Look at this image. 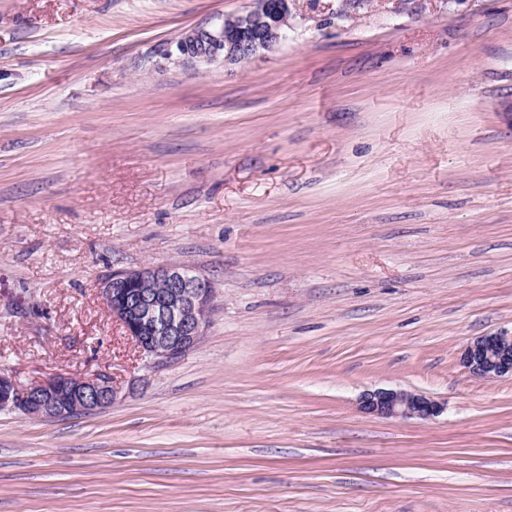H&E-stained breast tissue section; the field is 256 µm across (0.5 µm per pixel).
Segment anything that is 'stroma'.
<instances>
[{"mask_svg":"<svg viewBox=\"0 0 512 512\" xmlns=\"http://www.w3.org/2000/svg\"><path fill=\"white\" fill-rule=\"evenodd\" d=\"M296 0L250 61L166 47L248 0H0V371L112 407L0 410V512H512V0ZM214 283L176 360L99 291ZM377 388L438 417L359 412ZM461 361L480 379L512 376V331L500 330L475 338L463 348ZM121 390L105 374L73 377L56 374L26 386L0 372V410H19L42 420L62 419L73 411L92 412L112 406Z\"/></svg>","mask_w":512,"mask_h":512,"instance_id":"obj_1","label":"stroma"}]
</instances>
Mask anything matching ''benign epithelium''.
Returning <instances> with one entry per match:
<instances>
[{
	"mask_svg": "<svg viewBox=\"0 0 512 512\" xmlns=\"http://www.w3.org/2000/svg\"><path fill=\"white\" fill-rule=\"evenodd\" d=\"M293 0H251L236 24L186 33L175 45L182 61L241 62L275 49L291 28ZM100 291L112 318L119 322L142 356L170 361L189 350L204 334L214 297L213 282L177 264L119 270L103 279ZM461 361L475 377L512 376V331L500 330L469 342ZM121 390L105 374L73 377L56 374L26 386L0 372V410H19L42 420L62 419L74 411L112 406ZM359 410L369 416L431 420L443 405L425 395L377 389L363 393Z\"/></svg>",
	"mask_w": 512,
	"mask_h": 512,
	"instance_id": "benign-epithelium-1",
	"label": "benign epithelium"
}]
</instances>
